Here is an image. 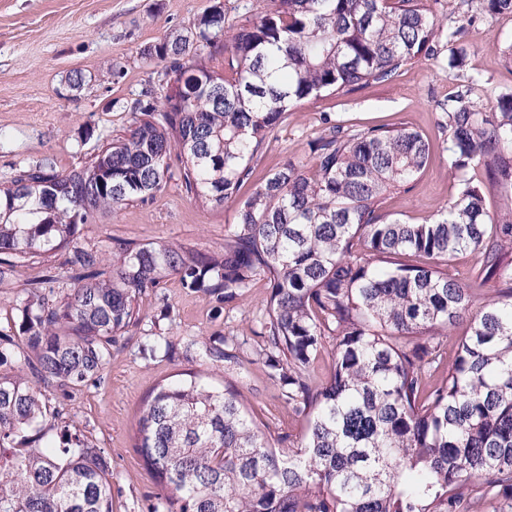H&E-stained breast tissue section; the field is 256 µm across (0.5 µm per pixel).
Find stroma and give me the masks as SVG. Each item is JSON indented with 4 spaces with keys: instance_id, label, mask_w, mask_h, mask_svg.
I'll return each instance as SVG.
<instances>
[{
    "instance_id": "obj_1",
    "label": "stroma",
    "mask_w": 512,
    "mask_h": 512,
    "mask_svg": "<svg viewBox=\"0 0 512 512\" xmlns=\"http://www.w3.org/2000/svg\"><path fill=\"white\" fill-rule=\"evenodd\" d=\"M216 4L224 8V35L229 38L263 12L267 0H0V181L42 162L60 171L77 168L103 142L123 133L136 101L162 103L170 63L145 57V49L169 34L193 30ZM468 41L464 71L443 72L434 61L421 58L392 82L297 107L268 133L239 198L249 196L286 160L308 159L328 116L349 130L389 125L423 134L434 147L430 163L407 189L384 195L380 205L411 223L434 218L459 179L441 149L436 102L467 74L481 77L475 98L483 108L512 93V56L503 53L512 43V14L476 23ZM74 72L83 76L76 90L65 82ZM235 222V204L201 206L173 179L153 198L95 215L81 226L79 242L105 253L116 238L178 240L218 250ZM42 271V261L26 262L0 287V332L12 333L15 304ZM269 292L265 279H255L217 317L208 296L170 279L140 297V322L113 346L104 382L73 390L65 411L73 426L106 454L112 469V512H150L160 506L161 487L135 448L134 436L148 395L157 384L181 374L198 370L217 385L238 380L251 415L269 439L301 437L304 419L292 413L258 356L256 317ZM153 337L169 341L172 354L143 356L141 345ZM222 337L241 338L245 344L233 361L200 364L195 346Z\"/></svg>"
}]
</instances>
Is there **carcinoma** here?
<instances>
[{"instance_id":"carcinoma-1","label":"carcinoma","mask_w":512,"mask_h":512,"mask_svg":"<svg viewBox=\"0 0 512 512\" xmlns=\"http://www.w3.org/2000/svg\"><path fill=\"white\" fill-rule=\"evenodd\" d=\"M267 2L224 46L231 76L202 62L224 40L215 5L195 38L147 50L171 59L162 111L137 102L125 131L78 169L40 163L0 182V284L21 262L64 256L16 304L18 337L0 334V512H112L110 466L49 395L101 383L112 346L140 322L143 293L176 278L210 296L219 317L257 276L270 284L258 355L305 433L272 446L239 388L201 372L158 385L135 448L166 491L165 512L512 509V211L494 217L483 187L462 178L430 222L383 212L379 198L431 158L419 132L324 118L311 164L287 160L238 202L219 251L118 240L107 258L77 241L95 213L144 202L174 177L203 207L235 200L289 109L389 83L421 57L460 70L477 20L440 24L448 0ZM481 11L512 14V0H481ZM479 83L471 75L437 102L443 150L455 170L477 163L489 182L512 186V93L487 112ZM463 251L499 282L496 299L477 302L449 274ZM460 323L448 361L441 338ZM328 338L333 371L315 387L311 366ZM238 345L225 338L199 356L230 361Z\"/></svg>"}]
</instances>
